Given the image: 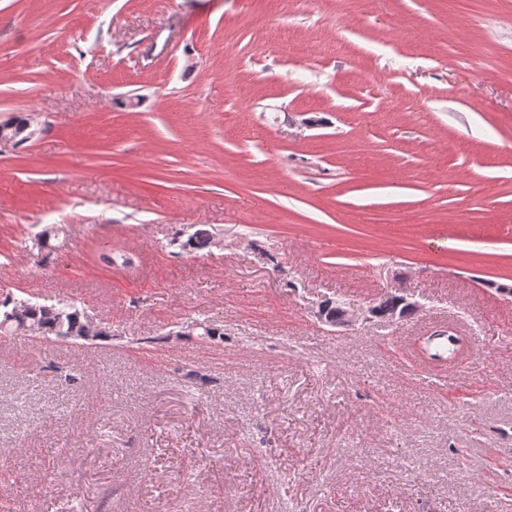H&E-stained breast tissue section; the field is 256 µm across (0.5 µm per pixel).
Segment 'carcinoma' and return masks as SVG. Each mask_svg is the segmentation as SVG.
Returning a JSON list of instances; mask_svg holds the SVG:
<instances>
[{"instance_id":"1","label":"carcinoma","mask_w":512,"mask_h":512,"mask_svg":"<svg viewBox=\"0 0 512 512\" xmlns=\"http://www.w3.org/2000/svg\"><path fill=\"white\" fill-rule=\"evenodd\" d=\"M28 120L15 117L0 124V132L20 137L27 131ZM53 336L62 341L103 340L109 337L106 328L93 323L75 305L56 301L40 303L7 295L0 299V335Z\"/></svg>"}]
</instances>
